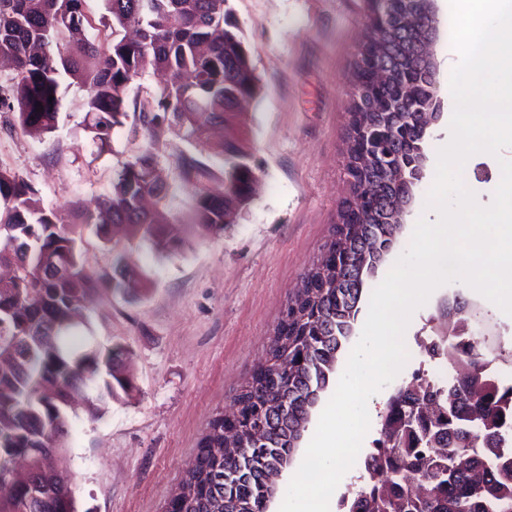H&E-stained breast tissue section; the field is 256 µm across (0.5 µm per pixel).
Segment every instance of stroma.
Wrapping results in <instances>:
<instances>
[{"label":"stroma","mask_w":512,"mask_h":512,"mask_svg":"<svg viewBox=\"0 0 512 512\" xmlns=\"http://www.w3.org/2000/svg\"><path fill=\"white\" fill-rule=\"evenodd\" d=\"M260 79L246 106L253 200L223 233L180 223L187 242L162 258L148 241L121 239L104 247L85 233L88 264L98 269L124 258L151 281L147 295L100 292L86 304L95 343L123 344L136 386L98 417L76 403L64 464L73 476L77 512H165L194 461L210 421L232 412L235 399L268 356L283 310L303 275L331 239L349 196L344 174L354 53L367 35L366 0H229ZM86 92L71 87L57 127L42 140L0 112V166L19 172L49 207H93L111 192L121 161L136 151L123 130L97 153L85 129ZM451 140L440 119L426 140L425 176L417 203L404 217L396 254H403L419 219L436 221L425 199L438 153ZM500 156H470L462 177L472 193L488 190ZM477 298L454 280L436 287L415 310L406 336L436 318L442 302Z\"/></svg>","instance_id":"obj_1"}]
</instances>
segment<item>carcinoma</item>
<instances>
[{"instance_id": "1", "label": "carcinoma", "mask_w": 512, "mask_h": 512, "mask_svg": "<svg viewBox=\"0 0 512 512\" xmlns=\"http://www.w3.org/2000/svg\"><path fill=\"white\" fill-rule=\"evenodd\" d=\"M83 2L0 0V58L14 70L10 84L0 85V112L17 113L22 130L41 140L55 130L61 101L77 85L87 91L86 129L98 150L109 146L117 128L138 144L92 212L80 203L46 207L20 173L0 168V266L12 270L0 279V455L29 449L32 483L51 497L48 512H76L73 500L57 494L60 484L72 481L63 452L75 398H83L95 417L134 390L123 347L103 350L91 337L78 336L86 326L85 299L99 290L150 288L117 266L89 271L79 250L84 231L116 247L113 229L122 226L161 256L184 249L165 209L168 186L158 171L166 149L161 136L169 129L224 160V195L217 196L207 187L215 176L209 164L182 151L169 154L180 175L198 186L183 222L224 231L249 204L256 183L241 104L258 95L259 78L228 0H104L105 13L96 21ZM94 25L103 37L89 40L83 32ZM420 44L415 32L399 29L385 68L406 76ZM149 69L163 77L160 86L130 94L129 84ZM366 184L376 206L353 228L351 262L338 270L321 255L294 293L304 299L294 323L312 329L310 336H275L270 358L240 391L235 410L212 420L200 447L222 448L224 455L218 465L207 459L182 482L174 499L184 512H254L259 499L275 494L336 369L363 287L393 254L389 243L399 228L392 219L400 201L378 173H370ZM481 356L478 343L467 345L449 372L466 374ZM422 398L433 404L427 410L433 424L445 418L450 401L457 412L473 410L483 419L512 415V386L479 385L442 397L424 391ZM501 432L508 443L496 448L481 441L450 448L446 433L418 448H387L379 439L372 468L376 475L386 472V479L370 482L369 495L353 498L350 512H412L411 492L392 479L400 469L416 473L431 512H486L469 495L475 484L486 486L493 512H512V485L498 466V456H512V427ZM43 448L56 449L55 458L45 457ZM450 453L459 463L451 479L438 481L439 461Z\"/></svg>"}]
</instances>
